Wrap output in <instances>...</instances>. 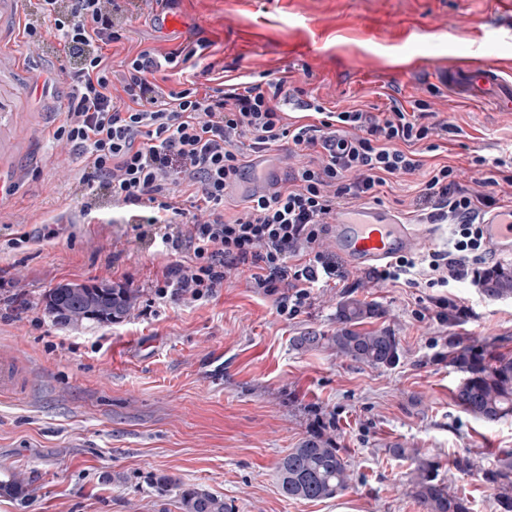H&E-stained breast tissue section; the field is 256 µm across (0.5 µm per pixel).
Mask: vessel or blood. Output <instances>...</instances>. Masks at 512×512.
Returning <instances> with one entry per match:
<instances>
[{
	"mask_svg": "<svg viewBox=\"0 0 512 512\" xmlns=\"http://www.w3.org/2000/svg\"><path fill=\"white\" fill-rule=\"evenodd\" d=\"M502 84L498 66L488 63L473 68L463 66L455 80L458 89L487 90ZM251 167L266 171L263 181H240V193L251 196L272 192L281 178L279 167L269 165L265 156L253 157ZM488 247L496 253H512V207L487 215L483 221ZM330 237L337 250L355 269H369L392 257L418 250L425 233L421 225L411 224L396 213L373 206H344L338 208L330 223Z\"/></svg>",
	"mask_w": 512,
	"mask_h": 512,
	"instance_id": "1",
	"label": "vessel or blood"
}]
</instances>
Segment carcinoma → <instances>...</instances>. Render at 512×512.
<instances>
[{
	"instance_id": "cac0c4a2",
	"label": "carcinoma",
	"mask_w": 512,
	"mask_h": 512,
	"mask_svg": "<svg viewBox=\"0 0 512 512\" xmlns=\"http://www.w3.org/2000/svg\"><path fill=\"white\" fill-rule=\"evenodd\" d=\"M491 297L512 295V268L500 267L484 279ZM139 294L132 288L104 284H60L46 291L44 310L57 323L79 326L87 322H114L136 307ZM381 314L380 307L351 299L336 308V332L299 336L298 349L327 348L340 357L371 367L392 368L399 363L400 342L389 328L367 330L365 320ZM448 367L460 374L453 391L465 412L495 423L512 417V354L487 346L448 344ZM396 459L416 461L409 494L423 512H473L471 499L452 490L439 477L435 461L418 457L417 450L395 443L387 448ZM283 495L292 500H327L347 490L351 482L348 461L336 435L320 429L309 433L276 464ZM484 481L495 491L497 512H512V451L503 450L495 466L484 470ZM159 495L178 492L182 512H229L224 499L197 487H185L174 475L153 476Z\"/></svg>"
}]
</instances>
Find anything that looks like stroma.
<instances>
[{"label": "stroma", "mask_w": 512, "mask_h": 512, "mask_svg": "<svg viewBox=\"0 0 512 512\" xmlns=\"http://www.w3.org/2000/svg\"><path fill=\"white\" fill-rule=\"evenodd\" d=\"M122 5L130 41L110 47L113 67L131 47L182 45L179 34L151 28L145 0ZM25 9L24 0H0V175L15 184L0 200V353H16L20 364L17 385L0 391V474L24 472L28 486L22 497L0 492V512H180L176 493L155 491L158 473L221 496L233 512H423L406 493L413 463L387 452L394 443L438 461L474 512H496L482 471L500 449H512V418L486 423L457 407L459 376L446 355L452 341L512 354V296L459 283L448 296L470 308L469 318L421 320L423 289L369 279L328 239L323 248L341 277L313 288L296 318L278 316L272 297L238 273L207 301L158 298L163 270L182 257L112 223L111 199L99 184L81 182L79 159L54 142L69 100L61 71L75 60L52 42L27 48ZM170 11L210 43L225 81L287 74L328 108L385 112L430 99L452 132L443 148L425 153L426 164L466 171L475 156L512 151L503 96L464 94L443 80L461 63L491 61L512 83V30L493 28L478 0H174ZM444 14L456 28L434 30ZM340 15L354 28L338 35ZM367 17L388 27L407 18L414 30L403 41L367 35L359 30ZM292 41L310 53L289 57ZM365 61L372 75L360 74ZM88 201L90 221L81 214ZM45 221L56 224V238L8 247L7 224L34 234ZM97 281L138 292L128 318L71 328L45 314L48 288ZM348 298L379 305L367 327L395 332L398 365L376 369L325 349H295L304 333L335 332L336 307ZM330 423L350 487L329 500L285 498L277 461ZM467 452L470 474L448 469L453 455Z\"/></svg>", "instance_id": "1"}]
</instances>
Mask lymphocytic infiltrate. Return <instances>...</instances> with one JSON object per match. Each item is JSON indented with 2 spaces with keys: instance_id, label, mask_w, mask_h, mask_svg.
I'll list each match as a JSON object with an SVG mask.
<instances>
[{
  "instance_id": "1",
  "label": "lymphocytic infiltrate",
  "mask_w": 512,
  "mask_h": 512,
  "mask_svg": "<svg viewBox=\"0 0 512 512\" xmlns=\"http://www.w3.org/2000/svg\"><path fill=\"white\" fill-rule=\"evenodd\" d=\"M24 33L29 43L53 39L76 64L63 71L70 88L64 119L53 132L82 159L81 177L96 181L137 230H150L162 252L183 253L182 264L162 273L160 297L199 301L213 297L234 270L247 272L253 287L274 296L276 312L295 318L321 280L336 265L321 249L337 208L376 198L388 179L426 172L419 199L421 221L451 227L448 246L424 255H399L373 268L370 279L430 288L435 317L448 319L444 289L488 272L489 251L482 216L501 208L500 184L512 187V159L495 158L494 174L459 182L448 164L425 169L416 149L436 150L448 134L434 121L429 102L387 112L330 110L307 102L313 123L290 120L284 105L301 96L287 77L210 84L215 68L208 42L191 41L169 51L147 47L128 52L113 71L108 47L126 37L127 19L118 0H28ZM185 74L183 87L159 76ZM301 152L285 182L270 194L247 199L226 213L227 188L243 174L247 152L260 153L283 140ZM247 150H240V143ZM203 202L199 215L181 225L182 196Z\"/></svg>"
}]
</instances>
